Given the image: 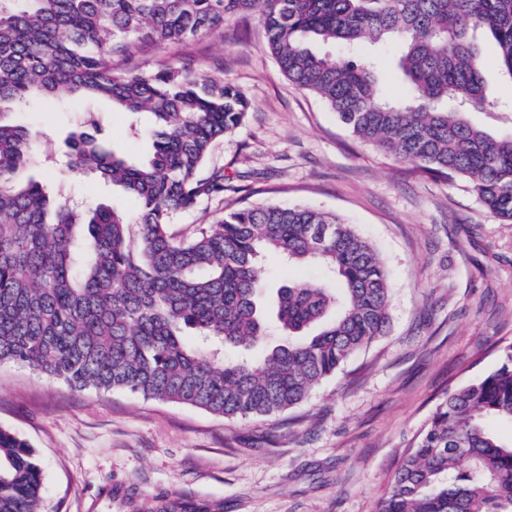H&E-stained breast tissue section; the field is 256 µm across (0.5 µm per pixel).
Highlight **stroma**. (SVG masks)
Masks as SVG:
<instances>
[{
  "label": "stroma",
  "mask_w": 512,
  "mask_h": 512,
  "mask_svg": "<svg viewBox=\"0 0 512 512\" xmlns=\"http://www.w3.org/2000/svg\"><path fill=\"white\" fill-rule=\"evenodd\" d=\"M192 67L247 95L243 125L207 162L223 169V197L180 214L192 234L225 212L273 202L334 212L376 248L390 283L388 332L353 354L288 412L226 420L125 391L77 390L16 365L0 366V426L34 449L40 512H157L176 502L219 512H375L409 444L449 388L493 371L512 344V224L488 213L461 179L414 174L409 163L357 141L317 97L280 72L260 23L237 16L138 60ZM114 148L146 158L130 117L96 102ZM42 132L31 173L75 203L120 209V190L70 169L65 140L80 124L66 97L15 110ZM271 286L321 281L316 264L262 260Z\"/></svg>",
  "instance_id": "obj_1"
}]
</instances>
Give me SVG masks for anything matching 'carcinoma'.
Segmentation results:
<instances>
[{
  "mask_svg": "<svg viewBox=\"0 0 512 512\" xmlns=\"http://www.w3.org/2000/svg\"><path fill=\"white\" fill-rule=\"evenodd\" d=\"M258 18L288 81L321 99L360 142L432 177H462L483 208L512 223V135L466 119L493 112L484 37L512 82V0H0V365L22 364L84 390H122L226 419L294 408L357 351L385 335L384 264L354 225L302 205L262 204L171 227L224 193L203 174L214 145L245 120L237 87L204 72L126 62ZM394 44L408 94L386 98L357 48ZM98 99L136 116L152 141L144 163L108 148L95 112L70 134L69 165L96 174L135 210L72 204L25 176L39 133L7 116L38 98ZM314 262L331 283L276 288L284 340L268 345L261 256ZM267 346L261 361L246 353ZM241 352L224 360V347ZM512 344L486 376L448 390L407 449L376 512H512ZM41 467L0 427V512H39Z\"/></svg>",
  "mask_w": 512,
  "mask_h": 512,
  "instance_id": "carcinoma-1",
  "label": "carcinoma"
}]
</instances>
